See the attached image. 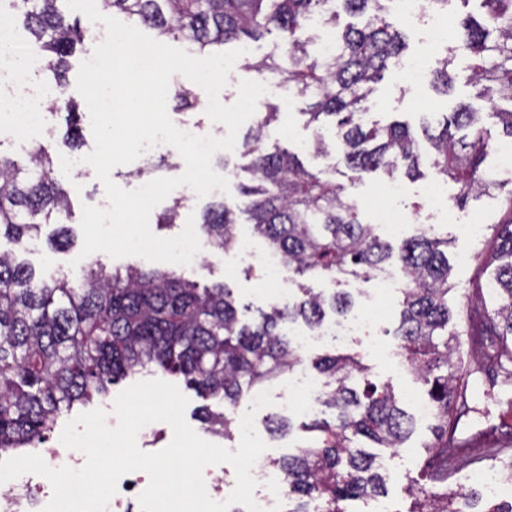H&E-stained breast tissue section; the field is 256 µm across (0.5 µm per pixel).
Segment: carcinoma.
<instances>
[{"instance_id":"cac0c4a2","label":"carcinoma","mask_w":512,"mask_h":512,"mask_svg":"<svg viewBox=\"0 0 512 512\" xmlns=\"http://www.w3.org/2000/svg\"><path fill=\"white\" fill-rule=\"evenodd\" d=\"M25 27L44 52L42 69L63 87L69 58L84 40L70 18L66 0H19ZM481 18L460 22L455 50L475 56L470 83L475 98L490 105L491 116L512 139V0H476ZM360 18L336 36L335 49L321 54L309 35L310 21L336 29L337 5ZM394 0H102V11L122 13L135 27L155 31L160 39H182L204 57L213 48L242 47L267 34H279L275 50L242 67L266 77H283L296 93L312 100L305 115L314 132L313 151L326 153L323 129L343 147L342 160L352 178L381 172L417 180L424 169L438 179L461 185L464 196L504 193L509 222L497 233L508 261L496 269L490 307L483 308L480 329L448 332L451 267L448 239L428 230L394 245L374 233L343 187L325 170H309L297 154L277 148L263 151L265 129L278 120L280 107L266 104L263 117L241 140L249 157L251 182L242 184L240 203L224 199L203 213L197 229L224 251L238 244L239 219L251 225L279 256L288 272L368 282L394 265L406 279L394 331L411 374L427 387L437 419L435 467L425 473L443 491L428 493L415 483L409 512H512V501L487 503L471 492L448 489L450 448L461 447L459 419L468 414L464 394L455 391L448 367L465 372L463 336L489 342L484 354L488 380L512 379V188L491 179L484 169L490 143L478 126L479 112L459 104L451 112L425 117L422 134L430 152H419L418 139L406 123L368 125L367 103L386 72L397 66L406 48L405 24ZM453 58L436 61L435 89L448 94ZM197 95L174 91L178 112L192 109ZM63 139H78V105L62 101ZM57 159L36 142L21 163L0 153V238L20 249L39 238L54 213L71 208L69 192L55 177ZM354 306L345 291L329 295L303 289V296L276 303L249 323L242 321L231 289L220 283L199 287L172 271L129 266L108 270L95 261L83 270L78 286L65 275L44 276L11 251H0V454L45 441L59 413L95 395H105L120 379L151 367L181 377L204 400L218 398L224 410L205 405L200 419L211 434L229 439L245 393L304 361L283 334L285 324L302 322L315 329L327 311L338 315ZM312 367L325 377L321 398L333 418L308 425L317 436L298 453L279 461L284 491L297 497V512L319 500L325 512H344L340 503L382 493L384 476L376 458L354 446L362 437L381 448H397L411 434L413 417L399 404L389 383L368 379L369 367L356 353L317 356Z\"/></svg>"}]
</instances>
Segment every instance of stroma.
Here are the masks:
<instances>
[{
	"instance_id": "obj_1",
	"label": "stroma",
	"mask_w": 512,
	"mask_h": 512,
	"mask_svg": "<svg viewBox=\"0 0 512 512\" xmlns=\"http://www.w3.org/2000/svg\"><path fill=\"white\" fill-rule=\"evenodd\" d=\"M0 48H9L22 53L30 60H37L41 52L26 35L22 27L19 12L10 9L7 0H0ZM454 46L450 43H433L423 36L422 25L416 24L409 28V46L404 53L405 58H423L426 65H433L435 59L454 55ZM451 67L454 78L451 96L437 93L427 80L411 81L406 72L395 68L387 72L378 84L370 102L371 119L389 122L400 120L410 125H417L422 114L428 112H447L455 103L470 102L474 99L475 89L469 83L470 61L467 57L454 55ZM266 102L280 105L281 115L278 123L271 126L262 146L273 149L280 146L298 153L307 165L326 168L336 164L342 156V149L334 137L326 139V155H314L308 144L313 138V131L306 126L304 113L307 100L296 97L290 83H282L278 87H270L265 96ZM80 140L76 148L65 146L60 137L63 128V115L55 104H48L46 121L54 136L47 140L46 145L52 154L64 155L77 159L78 164L72 170L70 179L65 185L71 190V211L69 215L52 216L48 225L43 226L42 234L35 246L23 254V258L35 269L51 268L69 270L70 263L81 252L83 234L80 226L83 205L97 206L105 198L104 188L97 180L93 168L85 164L84 156L94 148L91 131V118L87 105H80ZM185 170V163L177 150L168 145H160L148 151L136 161L116 167L112 172L113 181L125 189L140 187L142 181L157 177H175ZM382 174H370L362 179L352 181L343 173H336V183L345 187V194L353 201L363 214L365 222L374 227H381L387 209L402 210L409 221V234H417L419 230L430 229L435 233L448 237V260L452 267L450 280L454 285L448 297V305L452 317L448 323L449 330L462 329L467 318H479L482 311L480 300L486 297V290L481 289V282L487 281L491 275L487 269L488 261L494 260L496 247L493 234L497 223L507 221L512 214L508 213L501 200L481 197L459 203L458 188L455 183L438 185L433 174H425L418 181H403L400 196L390 201L388 207H374L372 204L373 190L382 182ZM438 188L441 203L436 209H429L426 197L431 188ZM181 200L180 220L176 223L162 225L158 218L165 209L172 207L174 200ZM210 197H198L196 193L183 189H175L171 198L157 205L150 215L149 223L152 232L161 237H172L181 232L185 217L201 216L210 204ZM67 225L73 235L74 243L70 248L57 249L48 242L49 235ZM467 224L481 225L479 236H471L464 232ZM237 235L241 246L229 252L215 248L208 237H201L202 256L193 260L191 265L182 267L181 272L188 280L199 286L223 283L231 288L238 308L243 309L245 319L255 318L259 310L267 309L272 301L271 287L267 282L266 270L258 261V254L264 253L266 245L263 240L254 237L249 225L237 227ZM290 296H297L301 288L307 287L317 291L333 292L344 290L350 292L355 299V311L367 309V283L351 278L332 280L329 278H313L310 276H293L286 282ZM399 302L391 300L385 306L384 320L377 328V347H370L368 337L362 336L350 343L351 351L361 355L364 364L370 368V377L375 381L392 382L396 393L402 395L407 411H414L417 403L427 401V389L418 383L407 372L406 368L395 367L391 358L397 350L394 330L399 322ZM482 354L481 346L475 342H466L464 359L470 370L466 391L470 412L459 424L460 438L471 439L470 447L459 449L456 469L448 480L450 487H458L466 477L478 469H499L500 464L493 458L498 449H506L512 456V413L505 408L486 410V393L490 386L486 374L480 370L479 362ZM497 392L512 399V383L498 382L494 386ZM293 428L289 434L271 435L266 427H259L258 433L267 448L261 458L265 464H272L290 454L296 453L299 447L307 445L312 434L304 430L306 421L299 411L289 414ZM434 421L432 418L416 419L410 437L398 448L379 449V456L385 457L390 476L387 480V506L390 512H408L410 498L407 489L412 482H425L428 491H438L435 483L426 482L423 467L429 456L427 447L434 440Z\"/></svg>"
}]
</instances>
